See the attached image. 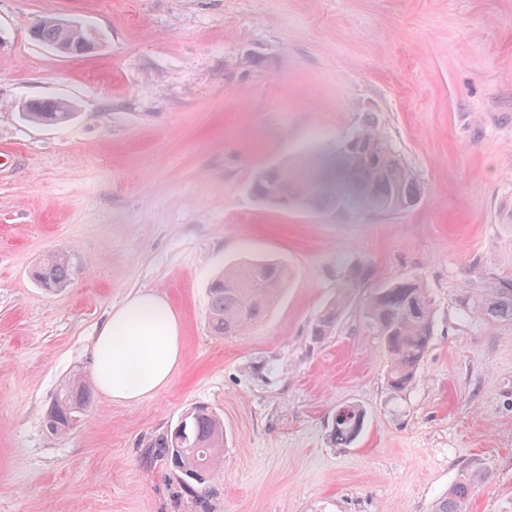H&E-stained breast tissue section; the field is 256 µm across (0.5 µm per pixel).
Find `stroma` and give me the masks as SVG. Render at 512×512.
Instances as JSON below:
<instances>
[{
  "label": "stroma",
  "instance_id": "stroma-1",
  "mask_svg": "<svg viewBox=\"0 0 512 512\" xmlns=\"http://www.w3.org/2000/svg\"><path fill=\"white\" fill-rule=\"evenodd\" d=\"M53 16L98 47L32 41ZM62 96L67 124L23 118ZM423 185L408 211L350 200L264 207L259 168L332 156L365 121ZM66 253L47 291L32 267ZM291 276L250 331L208 329L220 269ZM422 277L432 339L413 382L363 317L371 289ZM512 279V0H0V512H434L486 471L466 512H512V321L480 292ZM157 291L183 331L168 383L134 403L95 392L77 428L44 418L112 307ZM348 303L321 341L314 319ZM224 419V477L189 490L150 443L196 404ZM365 414L336 444L338 407ZM482 473L477 470L463 475L437 503L435 512H463L474 484L481 480Z\"/></svg>",
  "mask_w": 512,
  "mask_h": 512
}]
</instances>
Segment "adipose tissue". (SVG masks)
<instances>
[{"mask_svg": "<svg viewBox=\"0 0 512 512\" xmlns=\"http://www.w3.org/2000/svg\"><path fill=\"white\" fill-rule=\"evenodd\" d=\"M182 358V327L167 299L144 289L112 309L93 343L97 383L136 402L166 385Z\"/></svg>", "mask_w": 512, "mask_h": 512, "instance_id": "obj_1", "label": "adipose tissue"}]
</instances>
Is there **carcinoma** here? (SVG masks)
I'll list each match as a JSON object with an SVG mask.
<instances>
[{
	"mask_svg": "<svg viewBox=\"0 0 512 512\" xmlns=\"http://www.w3.org/2000/svg\"><path fill=\"white\" fill-rule=\"evenodd\" d=\"M59 98H35L31 111L23 117L37 124L58 125L74 113L60 112ZM341 181L363 197L368 210L390 212L415 208L423 196L415 172L405 164L384 133L372 122L357 132L355 145L333 155L329 171L306 163L262 167L256 171L250 191L262 205L272 209L301 208L333 212L340 203L328 182ZM70 266L68 255H49L32 272L45 290L66 286ZM288 281V268L280 261L259 260L235 265L217 273L209 285L207 323L215 336H238L259 322L278 299ZM347 296L331 302L311 325L316 340L336 330ZM486 315L512 321V280L498 282L482 295ZM370 328L379 336L390 358L387 385L394 392L404 390L413 380L432 336L434 303L419 278L391 280L372 290L365 308ZM56 413L46 416L45 427L52 435H67L83 417L91 403L90 388L79 375L63 384L57 393ZM346 419L333 426L340 444L353 442L363 428L364 414L355 405L345 406ZM182 433H162L150 447L160 449L170 468L190 489L212 484L221 474L224 457V420L206 405H196L182 414ZM482 473L463 475L437 503L435 512H465V504Z\"/></svg>",
	"mask_w": 512,
	"mask_h": 512,
	"instance_id": "1",
	"label": "carcinoma"
}]
</instances>
